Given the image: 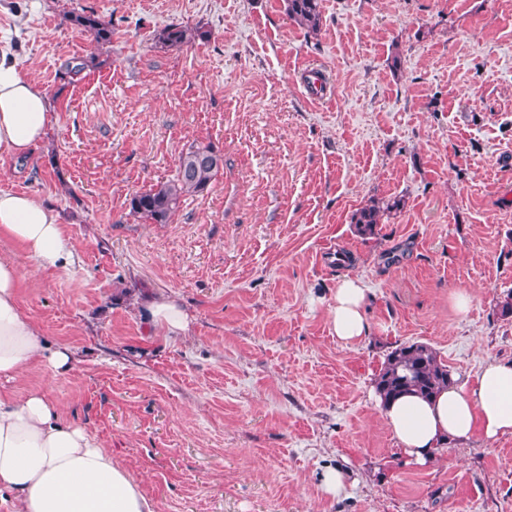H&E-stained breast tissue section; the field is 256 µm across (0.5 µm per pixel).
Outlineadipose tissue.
<instances>
[{"mask_svg":"<svg viewBox=\"0 0 512 512\" xmlns=\"http://www.w3.org/2000/svg\"><path fill=\"white\" fill-rule=\"evenodd\" d=\"M51 125L50 100L0 55V158L30 159ZM0 236L19 243L39 267L67 269L74 260L59 214L26 192H0ZM19 269L0 256V382L40 363L54 373L73 368L70 348L49 343L17 303ZM369 290L345 276L329 309L345 347L370 334ZM399 452L435 462L448 443L512 436V360H488L474 377L453 379L431 399L405 394L381 406ZM0 512H156L127 468L85 428L63 420L45 391H0Z\"/></svg>","mask_w":512,"mask_h":512,"instance_id":"1","label":"adipose tissue"}]
</instances>
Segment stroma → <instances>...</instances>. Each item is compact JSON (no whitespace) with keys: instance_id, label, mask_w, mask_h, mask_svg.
I'll return each instance as SVG.
<instances>
[{"instance_id":"35a3bbf8","label":"stroma","mask_w":512,"mask_h":512,"mask_svg":"<svg viewBox=\"0 0 512 512\" xmlns=\"http://www.w3.org/2000/svg\"><path fill=\"white\" fill-rule=\"evenodd\" d=\"M73 12L111 21V43ZM169 26L209 37L165 47ZM1 51L53 117L30 162L0 161V191L53 205L76 255L42 269L0 236L21 309L75 357L13 391H46L157 512H512V436L416 466L371 397L401 345L462 377L512 358V0H321L315 35L285 0H0ZM193 144L224 158L208 189L171 223L132 215ZM395 197L356 233L358 208ZM346 275L370 290L354 348L329 323ZM161 294L189 335L149 323ZM339 465L358 483L335 497ZM401 208V199L388 201L381 207L378 203L372 202L358 209L352 216V224H355L357 232L362 236L375 235L377 226L385 214H391Z\"/></svg>"}]
</instances>
